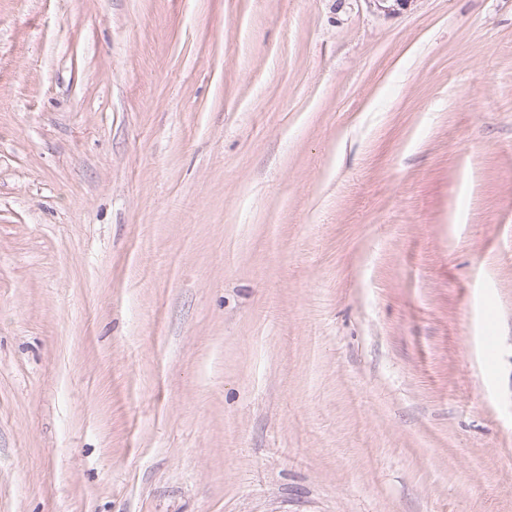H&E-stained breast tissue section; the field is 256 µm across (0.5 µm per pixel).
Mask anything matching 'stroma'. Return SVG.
<instances>
[{
  "mask_svg": "<svg viewBox=\"0 0 512 512\" xmlns=\"http://www.w3.org/2000/svg\"><path fill=\"white\" fill-rule=\"evenodd\" d=\"M0 512H512V0H0Z\"/></svg>",
  "mask_w": 512,
  "mask_h": 512,
  "instance_id": "obj_1",
  "label": "stroma"
}]
</instances>
